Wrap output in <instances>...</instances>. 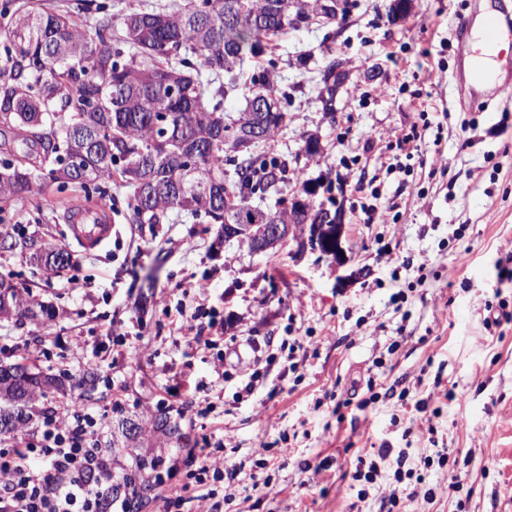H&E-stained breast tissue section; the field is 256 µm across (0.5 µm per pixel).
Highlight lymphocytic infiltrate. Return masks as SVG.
I'll return each mask as SVG.
<instances>
[{
  "instance_id": "1",
  "label": "lymphocytic infiltrate",
  "mask_w": 512,
  "mask_h": 512,
  "mask_svg": "<svg viewBox=\"0 0 512 512\" xmlns=\"http://www.w3.org/2000/svg\"><path fill=\"white\" fill-rule=\"evenodd\" d=\"M187 480L159 498V512H184L197 503L220 512L210 481L235 480V464L190 451ZM137 484L135 471L118 474L103 448L98 421L83 404L47 408L23 445L0 446V512H131L117 482Z\"/></svg>"
}]
</instances>
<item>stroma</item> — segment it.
Segmentation results:
<instances>
[{
  "label": "stroma",
  "mask_w": 512,
  "mask_h": 512,
  "mask_svg": "<svg viewBox=\"0 0 512 512\" xmlns=\"http://www.w3.org/2000/svg\"><path fill=\"white\" fill-rule=\"evenodd\" d=\"M392 2L359 0L335 36L304 24L274 40L288 119L265 150L291 157L319 137L288 190L321 180L314 201L326 204L344 185L346 266L221 244L202 219L129 223L130 190L117 179L112 241L99 251L68 231L65 207L84 204L82 192L11 201L0 239L34 237L71 255L47 272L0 251V274L56 312L0 318V364L67 379L39 408L65 407L79 366L97 360L92 409L108 444L125 419L181 410L187 384L207 389L220 363L223 393L197 398L182 428L187 448L223 435L222 456L241 468L223 512H381L397 468L409 476L393 512H512V281L500 277L512 254V103L469 87L473 51L454 31L488 3L512 21V0H412L399 22ZM334 57L350 76L331 121L319 71ZM423 112L419 154L401 155L397 138ZM371 209L387 223L368 222ZM73 275L86 288H66ZM183 304L223 323L215 345H174ZM245 338L272 355L249 395ZM373 462L375 480H355Z\"/></svg>",
  "instance_id": "stroma-1"
}]
</instances>
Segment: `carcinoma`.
<instances>
[{
	"mask_svg": "<svg viewBox=\"0 0 512 512\" xmlns=\"http://www.w3.org/2000/svg\"><path fill=\"white\" fill-rule=\"evenodd\" d=\"M319 0H188L177 12L140 11L112 31L109 5L90 28L66 13L44 10L37 0L0 5V137L21 141L28 151L0 160V212L11 200L44 184L63 193L78 188L91 201L109 202V182L132 189L127 203L132 224H165L173 212L209 224H225L224 176L233 170L238 194L232 224H262L264 209L252 203L288 184V163L254 145L238 154L225 144L232 121L224 98L238 90L243 64L262 59L249 74L251 94L242 117L265 105L264 141L286 121L287 97L274 95L278 57L273 38L300 26ZM22 247L50 270L68 266L70 254L31 239L3 241ZM14 312L34 313L39 303L23 299L11 285ZM0 378V436L30 423L39 399L60 389L59 378L14 364ZM95 370L82 375L80 397L92 399ZM155 434L181 447L180 422L159 409ZM145 468L136 497L156 484Z\"/></svg>",
	"mask_w": 512,
	"mask_h": 512,
	"instance_id": "carcinoma-1",
	"label": "carcinoma"
}]
</instances>
